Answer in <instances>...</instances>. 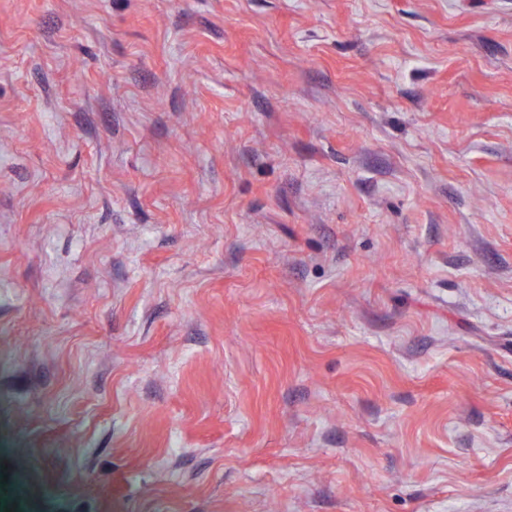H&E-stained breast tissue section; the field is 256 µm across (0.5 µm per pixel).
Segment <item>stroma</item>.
<instances>
[{
    "mask_svg": "<svg viewBox=\"0 0 512 512\" xmlns=\"http://www.w3.org/2000/svg\"><path fill=\"white\" fill-rule=\"evenodd\" d=\"M0 512H512V0H0Z\"/></svg>",
    "mask_w": 512,
    "mask_h": 512,
    "instance_id": "stroma-1",
    "label": "stroma"
}]
</instances>
